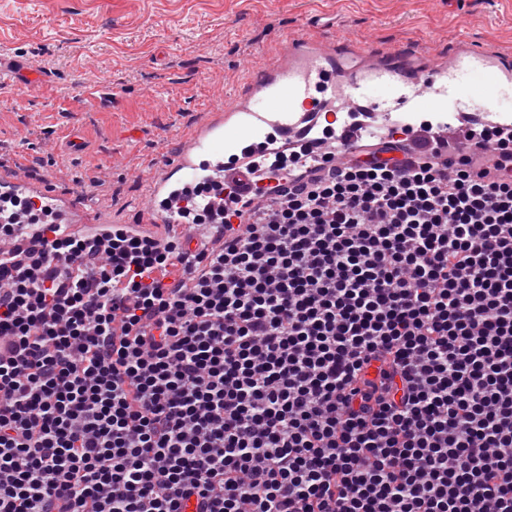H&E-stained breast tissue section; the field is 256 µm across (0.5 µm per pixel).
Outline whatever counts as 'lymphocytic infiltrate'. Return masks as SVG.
Here are the masks:
<instances>
[{"instance_id":"obj_1","label":"lymphocytic infiltrate","mask_w":512,"mask_h":512,"mask_svg":"<svg viewBox=\"0 0 512 512\" xmlns=\"http://www.w3.org/2000/svg\"><path fill=\"white\" fill-rule=\"evenodd\" d=\"M250 170L159 239L0 207V512H512V128Z\"/></svg>"}]
</instances>
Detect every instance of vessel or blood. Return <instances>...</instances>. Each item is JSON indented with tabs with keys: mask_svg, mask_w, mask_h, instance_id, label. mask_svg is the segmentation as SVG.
<instances>
[{
	"mask_svg": "<svg viewBox=\"0 0 512 512\" xmlns=\"http://www.w3.org/2000/svg\"><path fill=\"white\" fill-rule=\"evenodd\" d=\"M349 52L360 64L341 71L332 46L293 37L280 59L269 64L244 94L239 109L246 113L245 121L228 125L219 116L183 140L178 160L168 165L163 179L152 188L154 203L143 212L142 223H180L174 198L195 184H247L242 162L268 154L280 140L300 136L303 123L327 111L330 99L370 101L373 121L360 126L340 121L336 140L316 142L309 151L315 165L327 157L347 158L375 136L376 126L390 125L393 108L416 105L459 117L471 110L489 111L498 100L512 96V63L495 62L480 51L452 55L440 67L414 71L402 66L407 56L402 49L394 50L395 61L390 65L380 63L376 52L362 43L351 45ZM24 193L54 213L57 222L98 224L75 201L32 187L17 169H1L0 195L15 198Z\"/></svg>",
	"mask_w": 512,
	"mask_h": 512,
	"instance_id": "vessel-or-blood-1",
	"label": "vessel or blood"
}]
</instances>
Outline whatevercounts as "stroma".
I'll use <instances>...</instances> for the list:
<instances>
[{"instance_id":"1","label":"stroma","mask_w":512,"mask_h":512,"mask_svg":"<svg viewBox=\"0 0 512 512\" xmlns=\"http://www.w3.org/2000/svg\"><path fill=\"white\" fill-rule=\"evenodd\" d=\"M293 35L426 44L413 69L467 48L512 59V0H0V54L43 77L0 106V160L24 156L48 190L76 183L87 209L136 223L157 156ZM93 81L112 96L87 108Z\"/></svg>"}]
</instances>
